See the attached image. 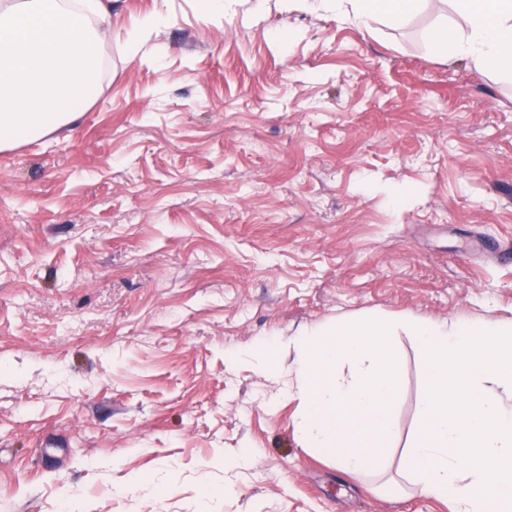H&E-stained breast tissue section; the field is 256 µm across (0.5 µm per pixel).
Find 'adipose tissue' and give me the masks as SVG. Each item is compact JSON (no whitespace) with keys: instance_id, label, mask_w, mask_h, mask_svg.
Returning a JSON list of instances; mask_svg holds the SVG:
<instances>
[{"instance_id":"ef3b65f1","label":"adipose tissue","mask_w":512,"mask_h":512,"mask_svg":"<svg viewBox=\"0 0 512 512\" xmlns=\"http://www.w3.org/2000/svg\"><path fill=\"white\" fill-rule=\"evenodd\" d=\"M308 12L370 27L405 23L420 0H297ZM465 26L433 28L448 58L512 75V0H452ZM112 0H0V148L60 130L84 111L99 83V49Z\"/></svg>"}]
</instances>
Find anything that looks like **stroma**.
I'll return each mask as SVG.
<instances>
[{"mask_svg":"<svg viewBox=\"0 0 512 512\" xmlns=\"http://www.w3.org/2000/svg\"><path fill=\"white\" fill-rule=\"evenodd\" d=\"M247 11L112 0L92 101L0 151V512L454 510L400 474L414 337L363 480L301 447L288 341L370 314L512 326V262L483 249L512 243V76L430 46L462 24L441 0L368 29Z\"/></svg>","mask_w":512,"mask_h":512,"instance_id":"1","label":"stroma"}]
</instances>
